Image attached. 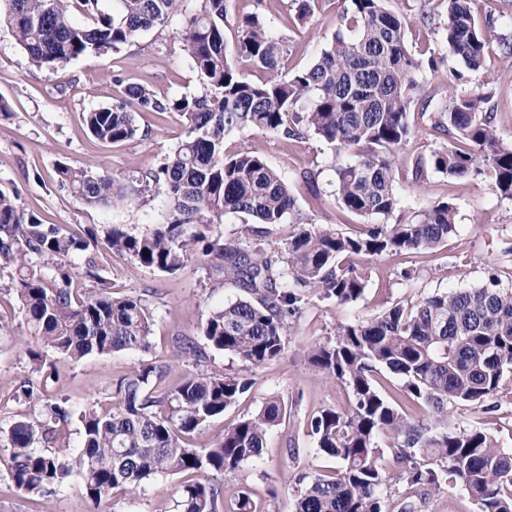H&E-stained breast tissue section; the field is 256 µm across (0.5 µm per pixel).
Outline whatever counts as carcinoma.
<instances>
[{
  "label": "carcinoma",
  "instance_id": "carcinoma-1",
  "mask_svg": "<svg viewBox=\"0 0 512 512\" xmlns=\"http://www.w3.org/2000/svg\"><path fill=\"white\" fill-rule=\"evenodd\" d=\"M118 2L117 21L100 0H0V20L29 64L50 70L120 49L165 24L185 0ZM198 2L182 50L204 92L165 98L129 84L120 104L84 116L89 134L108 145L139 134L137 112L178 115L185 136L162 165L141 174L127 192L116 190L107 172L60 165L56 175L87 205H128L149 192L166 197V223L139 235L113 225L104 241L134 264L162 273L180 270L195 256L224 262V278L249 297L213 310L202 337L208 349L236 356L241 369L189 372L167 386L162 366L148 361L117 383L111 406L80 409L47 396L44 381H23L17 397L39 409L0 425V464L28 495L48 498L76 473L98 509L118 491L135 495L159 475H180L178 512H218V478L261 459L287 405L267 399L209 446L186 437L237 404L251 390L252 374L281 355L288 318L299 313L305 293L355 303L368 284V268L358 259L433 252L455 229L450 200L389 222L400 203L398 155L415 135L413 108L439 140L430 164L418 159L409 168L411 182H425L432 169L450 181L481 180L500 200L512 201V140L496 133L491 70V51L512 58V34L501 32L491 14L477 22L478 0H445L437 22L440 50L418 56L407 42L412 20L390 10L387 0H341L340 30L319 59L290 70L288 41L274 37L259 14L243 18L230 50L224 0ZM75 12L83 24L73 22ZM447 53L465 71L446 67ZM242 64L258 70V80L246 78ZM423 68L447 85L448 100L433 112L432 97L416 80ZM245 130L297 143L315 135L351 153L352 162L336 170L340 208L382 223L352 236L314 223L263 154L226 153L225 139ZM228 212L301 230L244 247L211 236L212 224ZM98 236L95 227L75 235L46 224L16 196L0 192V269L10 270L34 373L43 372L50 353L76 362L150 350L152 309L140 296L114 295L93 254ZM174 348L185 359H204L190 338L175 337ZM307 355L317 371L349 389L352 401L312 418L318 452L337 467L297 471L296 512H419L427 496L454 487L477 512H512V450L481 428L453 423L463 406L495 411L512 395V289L498 287L492 276L487 285L396 304L341 327L336 340L312 345ZM383 371L402 382L406 398L428 409L425 418L400 412L382 393ZM74 420L80 445L71 455L66 429Z\"/></svg>",
  "mask_w": 512,
  "mask_h": 512
}]
</instances>
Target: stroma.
<instances>
[{"instance_id": "obj_1", "label": "stroma", "mask_w": 512, "mask_h": 512, "mask_svg": "<svg viewBox=\"0 0 512 512\" xmlns=\"http://www.w3.org/2000/svg\"><path fill=\"white\" fill-rule=\"evenodd\" d=\"M225 6L227 43L235 42L238 21L244 14L260 12L273 35L288 38L292 53L286 65L290 68L316 62L338 29L337 0H317L313 17L301 26L289 21L295 12L293 0H226ZM195 7L194 0H186L183 13L174 15L165 26L142 33L135 43L102 56L73 60L57 70L30 67L9 28L0 25V102L9 107L8 112H0V192L18 195L24 208L37 212L46 223L70 231L114 224L139 234L164 223L168 203L161 194L129 206H87L58 183L55 169L61 163L82 166L95 173H110L118 184L125 185L162 163L165 154L185 135L176 114H138L141 137L115 145L95 142L82 115L117 103L127 83L147 85L165 97L201 95L203 88L182 50L185 15ZM492 73L497 88V132L510 140L512 60L493 58ZM224 148L264 154L287 182L301 211L315 223L332 225L347 234L359 230L361 217L343 212L335 197L336 170L351 162L350 153L335 151L315 137L291 143L254 131L226 138ZM310 169L319 173L312 185L301 178L302 172ZM399 194L406 211L453 199L457 207L454 232L436 252H407L370 261L368 285L357 302L339 306L313 295L291 318L280 357L255 371L249 394L207 423L194 438L200 445L217 442L225 428L255 412L269 397H280L288 405L286 416L268 436L262 458L224 478L219 512H229L242 492L253 500L255 512H295L297 493L292 477L296 469L331 466V459L318 453L309 423L322 409L347 406L350 393L339 381L315 371L304 355L308 345L335 339L341 325L372 317L395 304L452 288L485 285L493 272L501 287L512 288V202L498 200L482 181L452 183L436 174L421 186L400 181ZM98 264L114 292L142 296L153 308L150 349L90 356L78 363L56 362L57 375L48 379L47 389L77 408L94 399L105 406L111 404L117 382L145 360L156 358L166 364L167 384L181 380L194 365L175 358L174 337H198L214 308L244 295L237 284L197 258L167 274L135 265L128 257L103 247L98 252ZM404 268L419 270L418 280L401 281L398 273ZM8 286V275H1L0 322L14 325L15 330L0 337V421L30 411L29 405L14 397L30 373L20 356L26 340L20 326L22 318ZM455 421L485 429L500 447L512 448V399L490 412L463 407ZM292 448L298 449L297 457H289ZM178 481L175 475L157 477L144 493L114 496L105 512H176L174 488ZM89 508L80 477H72L65 489L37 502L15 489L0 468V512H89Z\"/></svg>"}]
</instances>
